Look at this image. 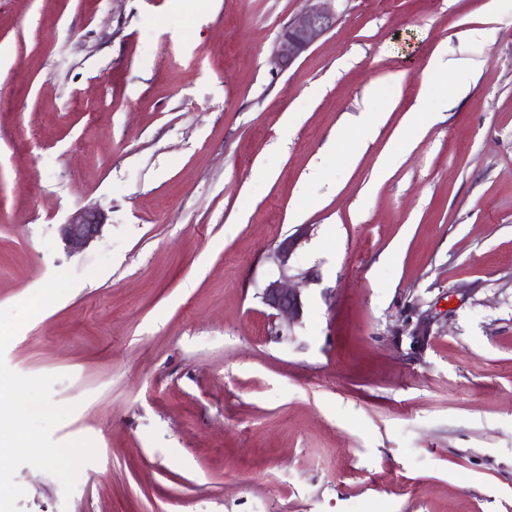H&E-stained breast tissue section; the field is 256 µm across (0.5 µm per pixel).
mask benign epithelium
<instances>
[{
	"instance_id": "benign-epithelium-1",
	"label": "benign epithelium",
	"mask_w": 512,
	"mask_h": 512,
	"mask_svg": "<svg viewBox=\"0 0 512 512\" xmlns=\"http://www.w3.org/2000/svg\"><path fill=\"white\" fill-rule=\"evenodd\" d=\"M330 0H316V5L304 10L290 20L280 31L272 51L276 68L285 70L305 53L316 41L328 33L336 23V14ZM105 226L104 214L89 208L59 225L58 233L69 249L86 248L99 237ZM296 247V238L286 237L271 247L270 258L278 265L281 275L262 288L261 299L271 313L270 334L281 338L291 331L302 316L301 291L291 284L288 274L290 261Z\"/></svg>"
}]
</instances>
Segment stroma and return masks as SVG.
<instances>
[{"mask_svg":"<svg viewBox=\"0 0 512 512\" xmlns=\"http://www.w3.org/2000/svg\"><path fill=\"white\" fill-rule=\"evenodd\" d=\"M307 6L0 0V308L81 276L5 362L58 376L54 440L98 452L69 496L19 467L20 512H512V0H335L273 74ZM293 234L278 340L259 293ZM318 2L290 20L280 31L272 51L276 68L286 70L316 41L328 33L336 23V14L328 2L335 0H307ZM375 113L376 112H363L358 121L345 128V132L340 140L341 147L338 153V159H346V145L357 135V130L366 138L372 133L379 121V117L376 116ZM105 225L104 214L95 208H89L66 224H60L58 233L68 249L81 250L101 235Z\"/></svg>","mask_w":512,"mask_h":512,"instance_id":"stroma-1","label":"stroma"}]
</instances>
